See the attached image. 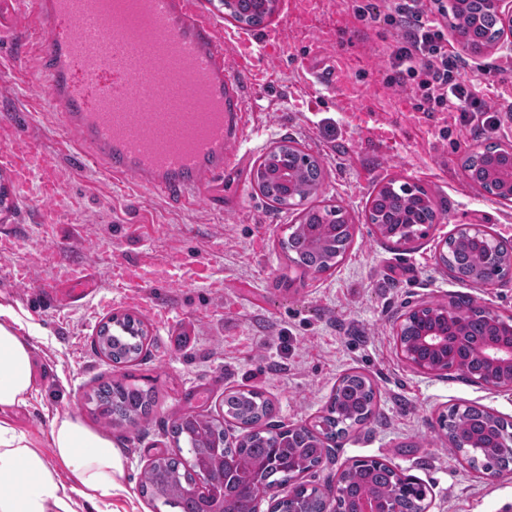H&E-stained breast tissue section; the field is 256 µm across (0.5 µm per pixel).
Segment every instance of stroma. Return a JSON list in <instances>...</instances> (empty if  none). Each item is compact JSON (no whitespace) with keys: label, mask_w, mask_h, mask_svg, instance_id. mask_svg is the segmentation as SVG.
I'll use <instances>...</instances> for the list:
<instances>
[{"label":"stroma","mask_w":512,"mask_h":512,"mask_svg":"<svg viewBox=\"0 0 512 512\" xmlns=\"http://www.w3.org/2000/svg\"><path fill=\"white\" fill-rule=\"evenodd\" d=\"M352 0H279L265 27L250 30L224 14L222 0H199L228 49L258 46L260 85L252 101L258 133L242 145L236 170L224 176V207L179 209L149 193L113 187L94 167L75 172L70 145L40 103L32 59L20 48L29 33L11 14L0 17V139L16 155L0 161V305L33 346L36 392L15 423L48 448L47 417L67 412L110 438L126 460L117 506L153 512L140 479L157 453L176 446L173 421L191 414L220 423L224 397L254 388L276 408V424L314 421L326 410L339 377L370 376L379 393L374 420L350 431L332 458L304 473L306 487L325 488L355 460L379 458L420 479L432 492V512H512V474L488 482L461 463L439 418L454 407L480 406L512 422V393L471 382L456 371L417 374L396 354L393 326L408 301L445 303L459 295L501 315L512 314V279L492 287L457 280L438 261L442 240L456 225L481 224L512 243V208L499 204L465 175L470 148L512 142V50L461 52L464 74L487 87L500 113L487 130L463 124L459 113L426 118L412 93L385 84L393 33L382 22L362 23ZM346 65L357 103L345 109L337 90L320 86L302 58ZM317 156L323 169L317 205L344 208L355 237L330 271L313 274L281 248L296 212L274 208L258 191L253 169L283 139ZM34 158L51 168L58 193L18 190L12 163ZM423 188L439 215L404 248L368 221L369 200L386 182ZM208 264L204 283L190 279L183 259ZM129 261L158 280L125 288L110 264ZM87 269L95 288L74 301L67 291L45 295L40 284L69 267ZM139 318L147 331L132 366L98 350L101 326L112 316ZM133 375L152 388L151 414L133 424L108 425L87 402L99 384Z\"/></svg>","instance_id":"1"}]
</instances>
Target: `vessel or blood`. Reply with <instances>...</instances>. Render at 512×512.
<instances>
[{
	"label": "vessel or blood",
	"instance_id": "b4317fda",
	"mask_svg": "<svg viewBox=\"0 0 512 512\" xmlns=\"http://www.w3.org/2000/svg\"><path fill=\"white\" fill-rule=\"evenodd\" d=\"M152 38L159 52L145 55L139 35L107 20L102 0H17L33 35L25 44L43 82L39 91L59 127L73 138L72 156L109 176L117 188L136 189L191 210L201 202L223 207L213 195L230 168L234 144L255 131L248 99L257 78L250 55L231 59L213 21L197 0H150ZM201 85L188 102L167 94L169 74ZM223 104L214 132L183 156L152 164L162 129L194 125L208 98Z\"/></svg>",
	"mask_w": 512,
	"mask_h": 512
}]
</instances>
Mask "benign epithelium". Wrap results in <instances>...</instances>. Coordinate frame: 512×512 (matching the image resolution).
Segmentation results:
<instances>
[{"label": "benign epithelium", "mask_w": 512, "mask_h": 512, "mask_svg": "<svg viewBox=\"0 0 512 512\" xmlns=\"http://www.w3.org/2000/svg\"><path fill=\"white\" fill-rule=\"evenodd\" d=\"M469 0H448V27L453 33L459 32L460 24L466 15ZM485 15L493 18L494 27L486 38L485 49L497 50L504 46L512 49V0H484ZM298 158L283 161L273 167H263L255 174L254 181L270 182L288 193L289 208L297 209L306 205V199L299 197L301 190L299 172L316 160L311 153L299 148ZM471 156L478 161L483 183L491 189L490 196L503 205H512V143L497 144L493 151L474 148ZM389 191H405L413 196L418 206L425 207L431 201L417 187L409 184L395 186L390 181L384 184ZM296 229L302 231L314 246H321L336 238L340 225L320 219L317 224L301 223ZM379 232L388 236L392 232L400 234L404 245L413 243L417 230L412 224L384 220L378 225ZM451 239L469 248L477 247L484 254L485 268L512 276V250L500 249L501 240L489 233L481 224H459ZM461 301H451L444 305L417 304L411 307L394 325L396 351L408 367L419 374L437 375L455 370L466 378L487 387L512 391V316L502 315L484 308H472V313L483 318L492 333L485 336H472L469 333L467 316L460 314ZM455 329V335H448V327ZM376 401L371 404L362 418L350 419V423L336 428L333 441H328L324 432L308 425L312 441L310 447L325 449L328 456L332 449L341 447L348 429L371 423L375 417ZM486 423L477 433L467 436L448 438V445L469 469L480 478L493 482L501 477L503 471L477 466L478 456L506 450L512 455V432L500 429L502 419L495 412L484 410ZM197 480L188 484L185 492L196 498L207 500L211 497L224 498V486L212 484V462L208 457L194 460ZM348 470H342L336 483L326 488L317 512H335L330 502L347 494ZM398 488L415 496L418 500V512H431L432 499L429 489L412 476L394 471ZM349 512H397L394 501L384 499L375 493L355 498Z\"/></svg>", "instance_id": "1"}]
</instances>
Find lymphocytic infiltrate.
Instances as JSON below:
<instances>
[{"instance_id":"f902f5d3","label":"lymphocytic infiltrate","mask_w":512,"mask_h":512,"mask_svg":"<svg viewBox=\"0 0 512 512\" xmlns=\"http://www.w3.org/2000/svg\"><path fill=\"white\" fill-rule=\"evenodd\" d=\"M355 17L383 19L400 36L388 54L394 83L420 96L427 112H477L487 127L498 123L492 105L480 97L461 73L462 60L448 51V6L445 0H389L379 9L376 0H354Z\"/></svg>"}]
</instances>
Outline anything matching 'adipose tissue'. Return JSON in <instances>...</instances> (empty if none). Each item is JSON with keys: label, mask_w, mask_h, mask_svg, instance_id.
<instances>
[{"label": "adipose tissue", "mask_w": 512, "mask_h": 512, "mask_svg": "<svg viewBox=\"0 0 512 512\" xmlns=\"http://www.w3.org/2000/svg\"><path fill=\"white\" fill-rule=\"evenodd\" d=\"M10 314L0 306V512H100L123 490L124 457L67 412L49 419L48 456L15 425L12 413L32 398L37 372L32 346L8 323ZM61 465L71 483L61 480Z\"/></svg>", "instance_id": "obj_1"}]
</instances>
